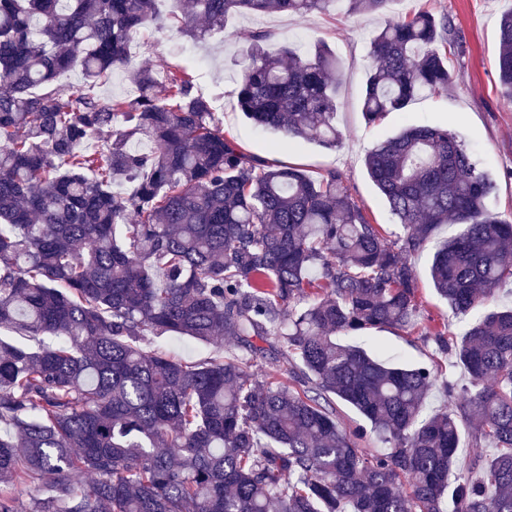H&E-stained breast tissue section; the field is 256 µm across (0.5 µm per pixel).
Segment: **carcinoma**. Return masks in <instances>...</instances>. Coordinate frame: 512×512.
I'll use <instances>...</instances> for the list:
<instances>
[{"mask_svg":"<svg viewBox=\"0 0 512 512\" xmlns=\"http://www.w3.org/2000/svg\"><path fill=\"white\" fill-rule=\"evenodd\" d=\"M346 2L184 0L176 29L202 41L234 14L303 18ZM158 0H0V512H512V306L461 339L418 319L410 258L449 222L433 256L437 294L457 315L512 282V219L448 128L409 126L364 166L401 232L390 237L342 175L253 156L210 123L192 75L132 65L139 30L163 29ZM257 28L237 103L284 140L339 146V64L318 41L272 52ZM447 15L422 7L370 38L363 116L376 125L424 92H448ZM82 84L59 93L57 77ZM116 71L135 95H101ZM497 78L512 103V13L499 21ZM143 136L151 144L135 150ZM407 330L456 359L467 381L343 344ZM230 339L200 364L148 351L145 332ZM268 347H263V344ZM286 356L288 379L254 357ZM439 388L449 406L425 413ZM370 429L348 431L335 401ZM495 453L453 483L461 427ZM384 445L368 453L358 441ZM90 474L93 481H79Z\"/></svg>","mask_w":512,"mask_h":512,"instance_id":"1","label":"carcinoma"}]
</instances>
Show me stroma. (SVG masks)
Segmentation results:
<instances>
[{"label":"stroma","mask_w":512,"mask_h":512,"mask_svg":"<svg viewBox=\"0 0 512 512\" xmlns=\"http://www.w3.org/2000/svg\"><path fill=\"white\" fill-rule=\"evenodd\" d=\"M438 14H448L459 39L448 51L452 84L447 93H425L403 112L388 114L378 125L366 124L362 99L373 30L417 8V0H396L391 12L351 15L339 9L329 14L312 13L299 19L271 14L261 19L237 16L227 21L223 32L212 33L203 43L155 29L133 38L131 53L136 65L162 72L180 66L192 74L196 90L211 102H223L214 118L242 148L257 157L299 166L309 174L339 171L353 199L363 208L371 223L383 225L391 233L399 226L382 202L363 164L366 152L379 140L411 125L431 124L448 127L474 152L479 168L494 182L488 205L492 213L512 217V106L498 91V23L512 10V0H428ZM275 30L280 42L305 39L324 40L341 66L336 92V126L343 134L339 147L326 149L313 142L297 141L277 146V134L248 122L236 107V58L245 40L256 27ZM461 230L457 224L440 225L411 263L418 278V297L423 315L444 323L452 335L461 337L481 317L480 311L455 315L433 286L429 269L438 245ZM365 347L396 360L438 363L450 380L462 381L466 373L454 360L441 359L433 346L420 336L397 329H377L364 338ZM223 339L203 344L170 334L148 335L144 346L190 363L214 356Z\"/></svg>","instance_id":"1"}]
</instances>
